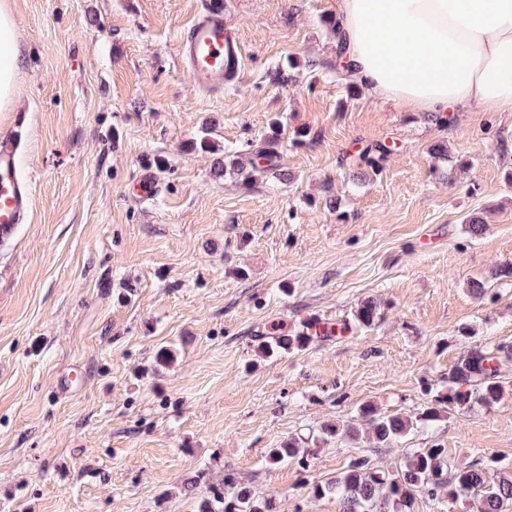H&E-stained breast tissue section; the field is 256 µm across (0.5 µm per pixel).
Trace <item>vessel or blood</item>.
Here are the masks:
<instances>
[{
  "label": "vessel or blood",
  "mask_w": 512,
  "mask_h": 512,
  "mask_svg": "<svg viewBox=\"0 0 512 512\" xmlns=\"http://www.w3.org/2000/svg\"><path fill=\"white\" fill-rule=\"evenodd\" d=\"M179 56L196 87L222 89L239 74V43L224 21V0H205L204 8L180 37ZM32 203L30 185L21 178L18 146L0 136V242L26 223Z\"/></svg>",
  "instance_id": "b4317fda"
}]
</instances>
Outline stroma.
<instances>
[{
    "instance_id": "1",
    "label": "stroma",
    "mask_w": 512,
    "mask_h": 512,
    "mask_svg": "<svg viewBox=\"0 0 512 512\" xmlns=\"http://www.w3.org/2000/svg\"><path fill=\"white\" fill-rule=\"evenodd\" d=\"M203 2L0 0L25 56L0 132L23 115L33 186L0 245V512H198L228 471L272 512H339L313 484L398 453L326 426L365 402L416 417L477 345L502 399L402 445L512 469V112L373 100L336 64L339 0H224L240 75L199 89L176 47ZM274 120L275 171L213 174ZM382 146L379 171L359 165ZM369 299L372 327L256 354ZM292 439L318 445L309 469L267 462ZM313 323L312 332L318 334V336H305L303 332L296 334H279L278 336L270 337V340L262 341L257 347V353L262 358H270L273 356L292 353L296 350H302L310 343L314 337H328L319 336L322 334L323 323L318 320L310 321Z\"/></svg>"
}]
</instances>
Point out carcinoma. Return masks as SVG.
I'll return each mask as SVG.
<instances>
[{
	"mask_svg": "<svg viewBox=\"0 0 512 512\" xmlns=\"http://www.w3.org/2000/svg\"><path fill=\"white\" fill-rule=\"evenodd\" d=\"M378 318V306L371 301L362 303L354 313L360 327H370ZM312 340L313 337L301 332L281 333L261 342L257 353L262 358L292 353L304 349ZM496 373L495 357L475 346L452 366L448 385L431 397L415 419L382 413L372 403L361 404L357 418L368 425L374 447H388L405 437L416 424L438 422L452 411L476 404L491 407L498 403L503 390L495 380ZM316 452L315 448H302L290 440L270 453L269 462L277 464L288 459L305 469ZM445 488L453 503L477 498V512H506L512 504V475L497 469V461L458 467L450 475L448 449L439 445L407 449L398 466L391 469L375 467L364 456L355 457L336 479L314 485L313 492L335 497L341 512H409L416 496L434 497ZM208 489L209 496L201 501L198 512H271L269 502L256 499L245 488H237L232 472L225 475L224 484H211Z\"/></svg>",
	"mask_w": 512,
	"mask_h": 512,
	"instance_id": "1",
	"label": "carcinoma"
}]
</instances>
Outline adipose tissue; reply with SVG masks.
<instances>
[{
	"label": "adipose tissue",
	"mask_w": 512,
	"mask_h": 512,
	"mask_svg": "<svg viewBox=\"0 0 512 512\" xmlns=\"http://www.w3.org/2000/svg\"><path fill=\"white\" fill-rule=\"evenodd\" d=\"M336 57L370 96L416 112H512V0H339ZM25 58L0 7V111Z\"/></svg>",
	"instance_id": "obj_1"
}]
</instances>
